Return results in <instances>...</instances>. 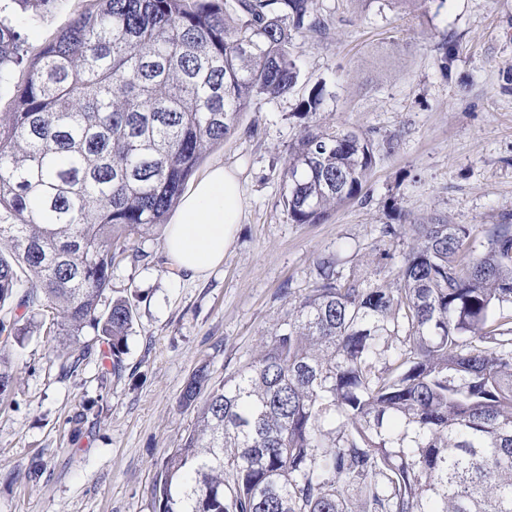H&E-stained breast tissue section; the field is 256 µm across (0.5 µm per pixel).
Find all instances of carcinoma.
<instances>
[{
  "label": "carcinoma",
  "mask_w": 512,
  "mask_h": 512,
  "mask_svg": "<svg viewBox=\"0 0 512 512\" xmlns=\"http://www.w3.org/2000/svg\"><path fill=\"white\" fill-rule=\"evenodd\" d=\"M34 21L53 0H11ZM319 0H91L30 56L0 17V405L13 352L50 322L60 370L119 379L135 311L112 267L166 223L203 154L261 99L292 93ZM318 83L283 169L294 224L363 197L360 130L318 120ZM411 246L396 283L317 263L314 286L224 381L198 369L195 414L161 460L153 512H512V219L482 238L435 215L385 224Z\"/></svg>",
  "instance_id": "carcinoma-1"
}]
</instances>
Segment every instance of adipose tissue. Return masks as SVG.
I'll return each mask as SVG.
<instances>
[{"instance_id": "adipose-tissue-1", "label": "adipose tissue", "mask_w": 512, "mask_h": 512, "mask_svg": "<svg viewBox=\"0 0 512 512\" xmlns=\"http://www.w3.org/2000/svg\"><path fill=\"white\" fill-rule=\"evenodd\" d=\"M242 214L240 168L217 164L205 170L183 194L166 226V254L172 267L199 279L222 264Z\"/></svg>"}]
</instances>
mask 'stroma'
Listing matches in <instances>:
<instances>
[{
    "mask_svg": "<svg viewBox=\"0 0 512 512\" xmlns=\"http://www.w3.org/2000/svg\"><path fill=\"white\" fill-rule=\"evenodd\" d=\"M88 3L53 0L29 30L30 52ZM319 3L329 33L300 40L293 92L243 113L200 163L243 165L244 218L223 264L199 280L180 277L158 228L135 244L144 258L114 266V293L136 308L122 378L94 361L61 375L52 336L17 349L16 401L0 406V512H153L157 464L194 423L179 406L188 378L203 366L218 383L247 361L312 287L318 260L390 279L411 240L381 237L380 227L399 215L476 229L512 215V0H427L418 11L393 0ZM443 43L453 54L445 70ZM319 82L323 119L360 128L380 152L361 200L322 223L295 224L282 169L300 104ZM80 410L87 421L74 440L68 420ZM35 460L43 474L33 480Z\"/></svg>",
    "mask_w": 512,
    "mask_h": 512,
    "instance_id": "35a3bbf8",
    "label": "stroma"
}]
</instances>
